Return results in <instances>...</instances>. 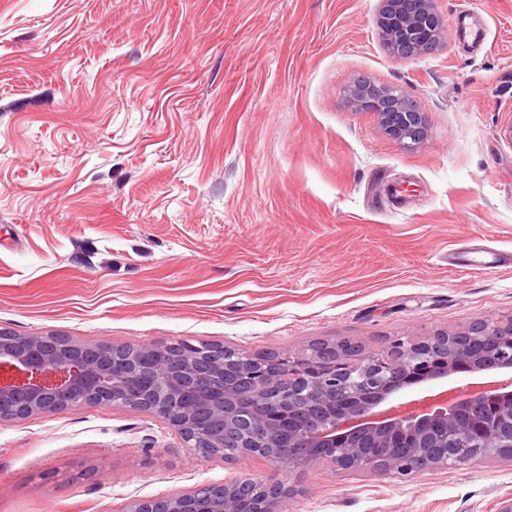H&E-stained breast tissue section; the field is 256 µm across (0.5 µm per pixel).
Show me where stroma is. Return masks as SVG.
Wrapping results in <instances>:
<instances>
[{"label":"stroma","instance_id":"1","mask_svg":"<svg viewBox=\"0 0 512 512\" xmlns=\"http://www.w3.org/2000/svg\"><path fill=\"white\" fill-rule=\"evenodd\" d=\"M379 0H0V327L74 343L363 351L512 317V0H437L439 48L389 58ZM459 13L481 15L467 46ZM405 87L414 148L349 102ZM489 247L492 269L452 255ZM512 371L386 403H446ZM276 475L281 512H512V460L397 478L186 448L160 418L0 420V512Z\"/></svg>","mask_w":512,"mask_h":512}]
</instances>
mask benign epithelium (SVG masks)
<instances>
[{
	"mask_svg": "<svg viewBox=\"0 0 512 512\" xmlns=\"http://www.w3.org/2000/svg\"><path fill=\"white\" fill-rule=\"evenodd\" d=\"M377 28L388 57L407 61L428 43L439 42L445 25L435 0H380ZM350 99L357 109L376 114L382 129L407 149L426 132L425 113L413 106L402 87L359 83L350 90ZM484 333L499 342L497 353L476 354L474 339L450 337L444 354L434 335L399 338L377 352L355 358L340 353L331 362L312 354H288L282 357L279 377L266 373L254 357L236 354L224 361L227 378L220 387L195 375L188 363L164 361L157 345L117 365L105 355L89 360L76 343L66 353L51 354L40 337L27 336L11 346L0 341V370L17 373L0 377V407L14 406L18 418L59 413L77 395L90 404L115 406L118 389L127 405L159 406L156 414L192 448L189 416L197 405L209 403L224 419L257 427L239 449L241 456L286 460L295 466L322 459L341 468L405 477L512 454V390L501 386L486 385L445 406L400 419L369 417L381 404L417 386L456 374L512 369V326L486 322ZM329 402L335 408L331 426L302 425L289 417L297 406L308 410ZM396 434L406 438L409 456L384 454ZM432 448L439 452H430ZM258 486V494L248 500L226 494L220 512H280L281 503L294 494L274 475Z\"/></svg>",
	"mask_w": 512,
	"mask_h": 512,
	"instance_id": "7a95c632",
	"label": "benign epithelium"
}]
</instances>
